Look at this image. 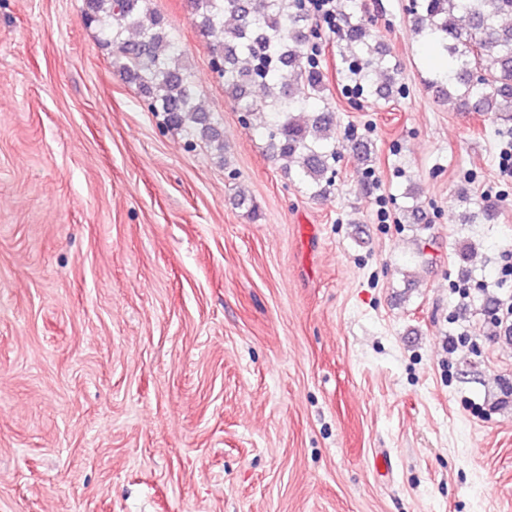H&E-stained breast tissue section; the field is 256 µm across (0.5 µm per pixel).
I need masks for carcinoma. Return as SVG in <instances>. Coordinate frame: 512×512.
I'll return each mask as SVG.
<instances>
[{
  "instance_id": "carcinoma-1",
  "label": "carcinoma",
  "mask_w": 512,
  "mask_h": 512,
  "mask_svg": "<svg viewBox=\"0 0 512 512\" xmlns=\"http://www.w3.org/2000/svg\"><path fill=\"white\" fill-rule=\"evenodd\" d=\"M190 7L242 125L251 127V116L265 113L262 134L273 156L296 166L314 195H325L339 158L336 115L321 64L305 52L317 23L303 0H190ZM410 16L420 39L443 60L428 82L435 101H451L463 115L512 122V0H413ZM84 19L116 49V63L138 85L148 109L183 129L191 144L224 152L223 135L202 108L160 14L145 0H85ZM341 31L342 82L367 99L400 94L398 66L366 21L346 16ZM403 198L410 222L426 223L420 190L410 186ZM456 202L464 207L465 223H494L497 208L490 200L461 191Z\"/></svg>"
}]
</instances>
